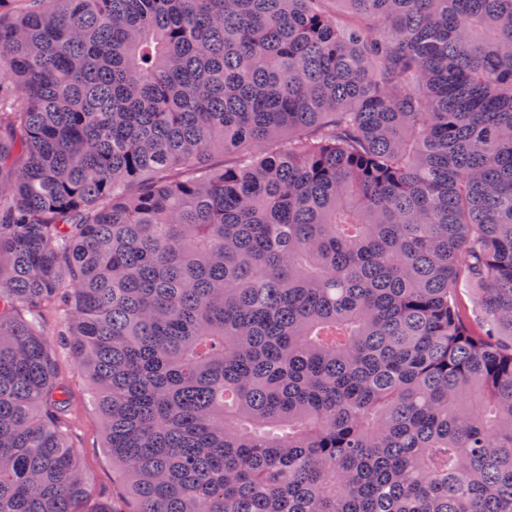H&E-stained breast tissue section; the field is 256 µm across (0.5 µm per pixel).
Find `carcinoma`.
Segmentation results:
<instances>
[{
  "label": "carcinoma",
  "mask_w": 512,
  "mask_h": 512,
  "mask_svg": "<svg viewBox=\"0 0 512 512\" xmlns=\"http://www.w3.org/2000/svg\"><path fill=\"white\" fill-rule=\"evenodd\" d=\"M50 304L131 512H512V0H0V512Z\"/></svg>",
  "instance_id": "carcinoma-1"
}]
</instances>
